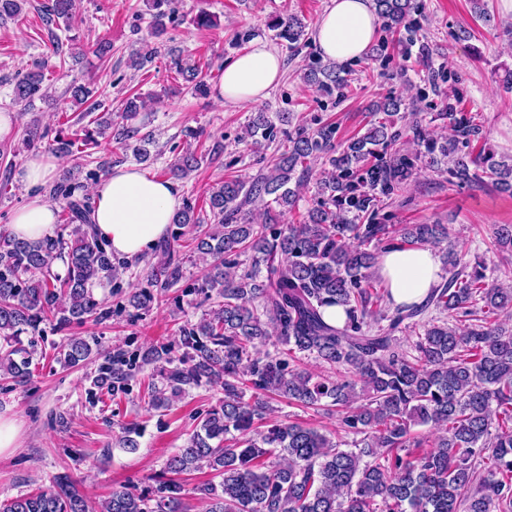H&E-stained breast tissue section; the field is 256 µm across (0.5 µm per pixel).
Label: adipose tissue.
<instances>
[{"label": "adipose tissue", "instance_id": "adipose-tissue-1", "mask_svg": "<svg viewBox=\"0 0 512 512\" xmlns=\"http://www.w3.org/2000/svg\"><path fill=\"white\" fill-rule=\"evenodd\" d=\"M378 24L372 0H330L314 29L322 55L343 65L362 59ZM282 75V58L272 44L256 40L225 64L214 87L215 101L246 106L261 102ZM92 220L99 236L115 257L143 256L164 237L179 205L178 191L169 180L151 177L135 166L110 170L93 187ZM56 210L41 197L17 209L8 226L17 239L36 241L49 235ZM378 270L395 304L424 301L438 281L439 265L432 248L390 251L382 255Z\"/></svg>", "mask_w": 512, "mask_h": 512}]
</instances>
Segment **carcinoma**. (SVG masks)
Wrapping results in <instances>:
<instances>
[{
    "instance_id": "obj_1",
    "label": "carcinoma",
    "mask_w": 512,
    "mask_h": 512,
    "mask_svg": "<svg viewBox=\"0 0 512 512\" xmlns=\"http://www.w3.org/2000/svg\"><path fill=\"white\" fill-rule=\"evenodd\" d=\"M26 0H0V19L17 17ZM178 0H153L152 27L165 30ZM374 9L396 45L413 46L415 0H373ZM76 0H52L46 17L71 23ZM268 28L294 46L307 36L306 24L290 15ZM172 68L192 93L209 86L198 64L171 59ZM344 69L320 62L305 73L322 94L342 96ZM41 71H28L15 84L13 103L32 104L45 97ZM69 92L85 115L101 107L90 85L73 83ZM404 101L398 96L372 105L383 117L366 131L336 143V125L301 126L287 134L288 146L274 155L267 171L252 181L226 180L209 196L212 223L197 238L196 251L210 263L198 289L215 305L200 320L180 329L182 355L165 346L127 356L119 353L99 368L95 383L124 392L144 366L166 383L154 392L152 406L167 409L188 387L206 383L224 391V399L201 419L186 445L169 456L156 494L134 486L112 491L101 512H189L179 477L204 468L218 481L196 487L205 512H512V330L498 323L512 307V286L490 279L484 259L450 248L448 279L432 288L421 306H387L390 294L376 275L380 254L370 247L417 249L448 238L442 224L377 222L379 203L412 177L416 160L446 171L457 185L491 183L512 189V159L497 158L480 146L482 130L448 102L435 119L448 134L433 136L422 125H397ZM275 122L257 112L244 128L253 147L275 140ZM117 139L142 146L152 134L125 126ZM98 141L90 130L82 138L57 137L48 149L63 155ZM329 166L317 180L315 205L296 224L275 228L278 217L296 209L308 177L307 162ZM186 152L168 168L183 179L199 165ZM80 186L63 173L50 195L66 201L64 227L70 241L50 235L21 241L0 232V376L24 382L37 352L39 326L47 318L60 329L112 313L93 288L119 289L124 266L113 262L109 244L94 230L92 205L76 195ZM260 203L261 221L243 207ZM172 223L202 224L187 203ZM171 244L146 275L147 286L128 295L144 313L155 301L153 289L175 285L180 266L171 262ZM253 252L265 266L238 272L239 256ZM65 274L54 270L57 261ZM339 306L345 322L330 325L323 309ZM451 318L429 321L416 331L417 318L430 308ZM415 333L412 351L400 347L394 333ZM28 339H22V336ZM288 345V356L263 351L271 336ZM307 353L354 375L332 377L291 365L293 354ZM58 362L75 366L92 360L82 337L61 345ZM250 399H245V396ZM286 400L305 408L336 412L346 433L361 436L353 449H341L319 429L270 418V401ZM430 425L429 434L416 426ZM139 427L122 428L118 446L139 448ZM0 512H90L72 477L59 474L36 494L0 502Z\"/></svg>"
}]
</instances>
